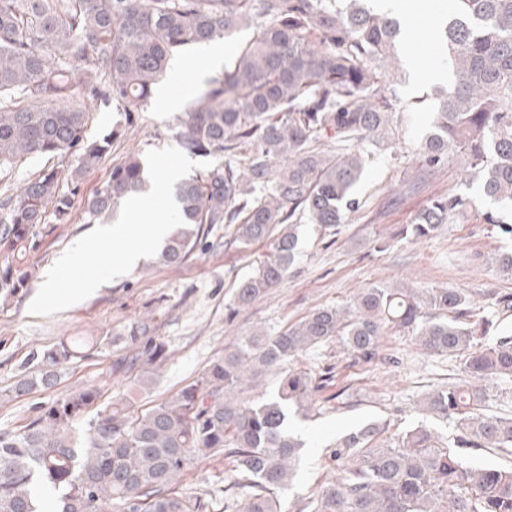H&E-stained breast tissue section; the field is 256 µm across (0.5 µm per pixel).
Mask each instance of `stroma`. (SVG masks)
<instances>
[{
	"label": "stroma",
	"instance_id": "1",
	"mask_svg": "<svg viewBox=\"0 0 512 512\" xmlns=\"http://www.w3.org/2000/svg\"><path fill=\"white\" fill-rule=\"evenodd\" d=\"M447 2L434 0L431 13L405 15L423 28L418 60L426 73L440 66V46L428 28L444 17ZM436 86L426 75L402 79L399 91L407 111L393 147L373 152L367 163L356 190L359 209L349 213L333 235L303 225L294 266L252 304H233L235 285L271 244L264 241L246 252L226 248L228 229L214 224L204 246L179 266L151 258L59 313L30 315L28 306L46 271L75 238L89 232L81 219L84 203L108 180L114 159L131 149L145 152L175 145L183 113L167 110L159 96H152L145 110L136 113L125 139L116 142L110 158L82 178L72 221L60 224L50 216L41 225L38 247L29 258L32 278L8 307L0 308V395L36 369V355L61 341L90 339L99 347L62 365L54 387L7 401L0 398V432L18 431L40 408L81 386L99 389L105 403L126 394L130 380L116 373V364L156 336L171 355L154 382L136 396V410L145 411L223 357L239 336L256 328L277 333L317 308L349 302L370 285L455 288L471 300L478 315L492 320L489 339H496L501 330L512 331V308L501 305L512 297V277L499 269L500 257L512 253V239L486 223L491 203L478 183L464 182V170L454 157L431 178L417 179L415 149L429 129ZM448 192L471 198L467 218L443 225L430 239L398 238L402 225L411 223L432 198ZM291 366L315 375L328 370L333 380L315 394L304 413L290 416L305 446L300 468L283 497V512H300L311 493L335 479L328 450L338 438L366 421L385 426L390 435L413 427L424 418L420 403L427 393L464 378L459 358L427 352L413 334L395 330L382 336L372 362L357 361L335 340L295 357ZM232 469L231 459L221 455L195 460L179 489L204 503L203 512H223L215 495L229 484Z\"/></svg>",
	"mask_w": 512,
	"mask_h": 512
}]
</instances>
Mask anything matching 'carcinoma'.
I'll list each match as a JSON object with an SVG mask.
<instances>
[{"mask_svg": "<svg viewBox=\"0 0 512 512\" xmlns=\"http://www.w3.org/2000/svg\"><path fill=\"white\" fill-rule=\"evenodd\" d=\"M241 32L249 39L190 101L176 134L184 152L217 162L177 185L184 223L160 260L184 262L206 224L234 226L224 245L243 251L273 239L236 285L243 307L294 265L302 220L330 229L359 208L367 147L386 149L404 112L398 18L363 0H0V172L37 156L73 158L21 187L0 218L1 306L28 286L37 226L50 214L71 220L64 186L78 187L123 136L115 127L88 140L85 101L115 104L129 125L175 56ZM439 37L452 79L417 147L418 177L458 154L484 196L512 209V0H450ZM143 170L138 150L113 164L85 204L86 223L141 190ZM468 205L462 193L439 195L401 233L430 238ZM489 323L457 290L375 285L276 334L250 332L144 412L122 398L86 422L100 392L77 388L18 432L0 433V512H45L49 502L57 512H202L176 485L195 458L221 452L234 463L233 485L249 489L241 512H283L280 493L302 448L288 431L289 410L304 409L318 389L310 373L284 365L334 339L370 362L389 330L463 357L466 379L422 400V411L454 423L455 436L421 423L382 440L385 428L366 422L329 449L336 479L301 512H512V467L464 457L470 448L512 455V417L484 412L485 382L512 378V335L482 344ZM89 349L61 342L11 393L55 386L57 367ZM166 358L164 342L146 343L127 361L134 385H149ZM261 368L280 371L277 393L237 401Z\"/></svg>", "mask_w": 512, "mask_h": 512, "instance_id": "obj_1", "label": "carcinoma"}]
</instances>
